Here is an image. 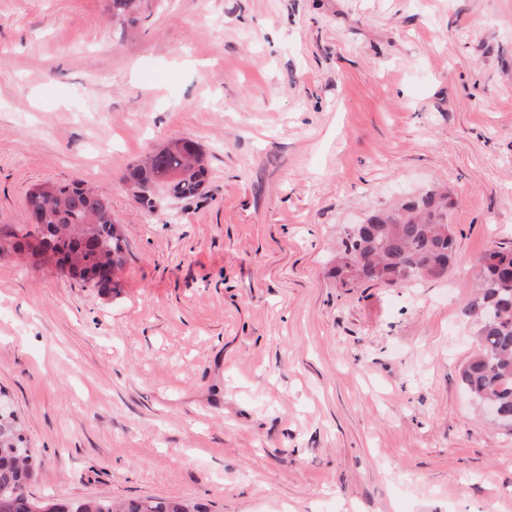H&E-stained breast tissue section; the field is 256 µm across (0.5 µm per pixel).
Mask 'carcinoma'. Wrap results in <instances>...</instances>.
I'll list each match as a JSON object with an SVG mask.
<instances>
[{
	"label": "carcinoma",
	"instance_id": "carcinoma-1",
	"mask_svg": "<svg viewBox=\"0 0 512 512\" xmlns=\"http://www.w3.org/2000/svg\"><path fill=\"white\" fill-rule=\"evenodd\" d=\"M146 0H112V18L137 19ZM207 176L199 146L176 138L131 167L124 183L148 207L156 191L181 200L199 196ZM27 209L39 216L46 247L72 261L73 278L112 289L108 272L121 266L128 241L112 220L108 194L81 182L38 184L29 190ZM334 276L346 288L364 283L398 287L436 278L449 263L454 233L448 224V197L429 195L345 233ZM477 292L465 314L476 326V350L462 379L480 404L495 403L501 422L512 426V248L487 251L477 266ZM37 466L18 415L0 406V512H207L195 501L145 498L117 502L106 497L40 501L30 491Z\"/></svg>",
	"mask_w": 512,
	"mask_h": 512
}]
</instances>
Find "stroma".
<instances>
[{
	"label": "stroma",
	"mask_w": 512,
	"mask_h": 512,
	"mask_svg": "<svg viewBox=\"0 0 512 512\" xmlns=\"http://www.w3.org/2000/svg\"><path fill=\"white\" fill-rule=\"evenodd\" d=\"M174 138L200 196L142 207ZM108 193L111 291L0 252V390L35 496L214 512H512V428L461 381L475 263L512 246V0H0V225ZM448 195L438 280L345 288L346 228ZM146 5V0H112V20L134 22ZM207 176L205 155L199 146L176 138L148 154L131 167L124 183L134 199L149 208L156 191L189 200L199 196Z\"/></svg>",
	"instance_id": "stroma-1"
}]
</instances>
